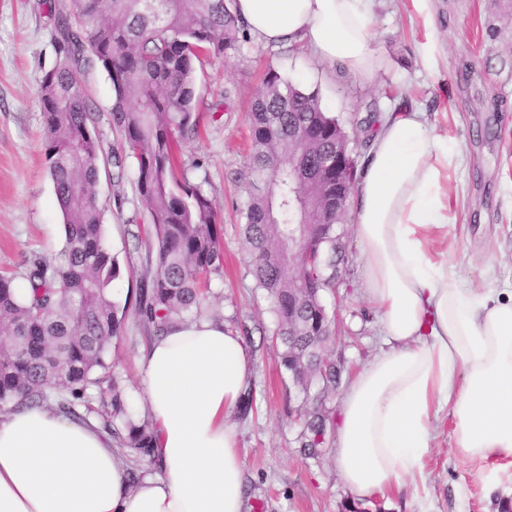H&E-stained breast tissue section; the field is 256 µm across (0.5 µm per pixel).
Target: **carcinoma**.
Returning a JSON list of instances; mask_svg holds the SVG:
<instances>
[{"instance_id": "1", "label": "carcinoma", "mask_w": 512, "mask_h": 512, "mask_svg": "<svg viewBox=\"0 0 512 512\" xmlns=\"http://www.w3.org/2000/svg\"><path fill=\"white\" fill-rule=\"evenodd\" d=\"M56 62L43 77V112L49 175L64 222L63 265L50 268L34 256L25 262L27 292L15 277L0 275V406L18 411L52 402L78 419L92 417L135 460L153 461V422L135 418L130 397L110 374L107 362L123 316L110 286L117 259L104 245L103 209L93 188L100 165L123 169L136 160L138 193L149 213L147 235L157 243L155 269L145 277L136 312L152 336L174 320L197 315L224 258L223 229L200 184L177 177L180 142L197 135L192 114L198 106L196 65L237 51L244 22L233 0H71L54 10ZM99 64L114 91L108 125L125 152L105 151L80 74ZM252 129L247 170L248 203L243 233L257 286L273 302L274 336L281 363L290 368L305 356L322 380L306 394L320 403L336 389L337 371L322 362L321 341L288 329V225L300 215L288 207L296 169L284 159L288 129L304 133L296 146L301 162L323 168L336 159L342 128L321 106L318 91L280 72H266L249 113ZM336 180L321 186L305 213L318 241L317 262L308 279L336 287L345 245L336 225L345 214L329 209ZM303 306L321 304L319 293L300 288ZM325 416L308 412L301 451L315 455L324 443Z\"/></svg>"}]
</instances>
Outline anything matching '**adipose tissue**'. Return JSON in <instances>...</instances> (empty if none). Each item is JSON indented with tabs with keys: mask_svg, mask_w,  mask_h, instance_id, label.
Segmentation results:
<instances>
[{
	"mask_svg": "<svg viewBox=\"0 0 512 512\" xmlns=\"http://www.w3.org/2000/svg\"><path fill=\"white\" fill-rule=\"evenodd\" d=\"M373 0H236L265 43L304 45L320 63L373 84ZM458 154L424 113H384L350 197L364 294L389 352L348 384L336 467L357 500L421 471L431 421L447 410L455 455L512 457V295L466 287L431 243L448 234V171ZM254 360L223 322L187 319L140 357L161 472L127 482V460L96 421L48 408L0 418V512H242L244 475L228 422Z\"/></svg>",
	"mask_w": 512,
	"mask_h": 512,
	"instance_id": "obj_1",
	"label": "adipose tissue"
}]
</instances>
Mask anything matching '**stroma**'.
I'll return each mask as SVG.
<instances>
[{
  "label": "stroma",
  "mask_w": 512,
  "mask_h": 512,
  "mask_svg": "<svg viewBox=\"0 0 512 512\" xmlns=\"http://www.w3.org/2000/svg\"><path fill=\"white\" fill-rule=\"evenodd\" d=\"M55 0H0V274H19L25 259L61 262L63 220L48 173L39 99L41 79L55 61ZM374 45L386 57L374 84L314 66L306 48L275 47L251 36L238 52L204 61L197 71L205 107L194 113L201 136L185 140L179 179L201 184L222 225L224 261L212 275L206 318L223 321L252 352L255 404L232 415L244 470V512H512V459L496 464L458 458L447 414L433 419L432 446L422 470L385 496L359 501L335 464L337 411L352 376L385 351L379 316L364 298V263L349 234L348 261L338 287L322 291L333 334L321 356L339 383L324 399L325 443L319 455L300 453L308 405L272 340L275 317L257 288L241 226L248 194V107L266 69L309 89L344 128L356 159H364L387 112H424L430 129L459 152L449 169L448 254L472 288L512 290V0H373ZM103 208L105 244L121 274L112 298L124 305L122 332L112 343V371L148 415L139 358L148 342L133 307L141 278L155 260L143 232L147 211L124 172L102 166L94 187Z\"/></svg>",
  "instance_id": "stroma-1"
}]
</instances>
